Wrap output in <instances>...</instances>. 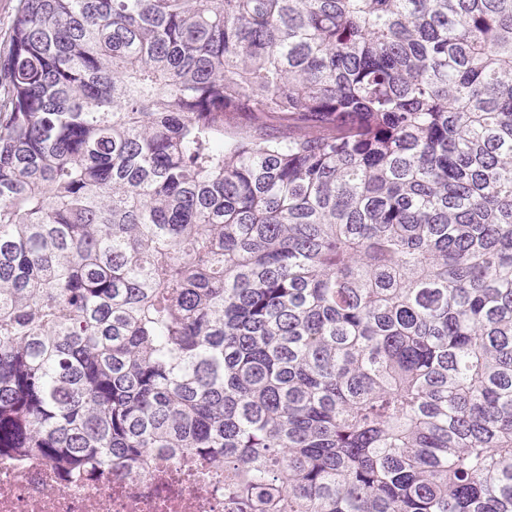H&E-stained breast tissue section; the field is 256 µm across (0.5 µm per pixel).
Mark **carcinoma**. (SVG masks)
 <instances>
[{"label": "carcinoma", "mask_w": 512, "mask_h": 512, "mask_svg": "<svg viewBox=\"0 0 512 512\" xmlns=\"http://www.w3.org/2000/svg\"><path fill=\"white\" fill-rule=\"evenodd\" d=\"M230 512H512V0H18L0 457Z\"/></svg>", "instance_id": "obj_1"}]
</instances>
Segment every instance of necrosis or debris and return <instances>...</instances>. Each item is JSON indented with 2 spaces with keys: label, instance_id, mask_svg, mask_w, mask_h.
Returning <instances> with one entry per match:
<instances>
[{
  "label": "necrosis or debris",
  "instance_id": "4bbe7bcc",
  "mask_svg": "<svg viewBox=\"0 0 512 512\" xmlns=\"http://www.w3.org/2000/svg\"><path fill=\"white\" fill-rule=\"evenodd\" d=\"M0 512H225L224 474L203 461L159 456L139 478L117 468L63 484L53 463L2 459Z\"/></svg>",
  "mask_w": 512,
  "mask_h": 512
}]
</instances>
